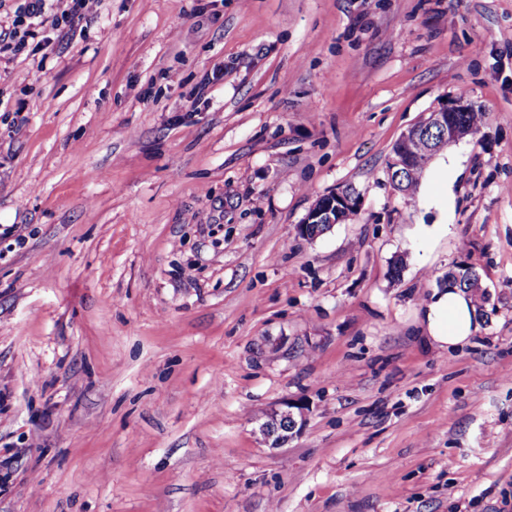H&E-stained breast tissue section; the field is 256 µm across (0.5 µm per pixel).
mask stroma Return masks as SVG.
Here are the masks:
<instances>
[{
  "mask_svg": "<svg viewBox=\"0 0 512 512\" xmlns=\"http://www.w3.org/2000/svg\"><path fill=\"white\" fill-rule=\"evenodd\" d=\"M33 31L0 57V512H512V0ZM460 96L479 133L394 190V142ZM462 265L485 316L448 351L425 303ZM320 204H314L308 211L302 224H298L299 235L305 234L308 224H329L331 228L334 224H341L344 215H350L354 212L359 205V197L357 195H345L342 193V188L322 195ZM334 209L338 219L331 216V211ZM342 212L345 214L343 215ZM329 217L328 222H324ZM330 228L326 225H315L311 238H317L327 232ZM293 408L299 410V415L302 418L304 408L287 405L286 410L278 411L272 421L262 426L264 435L268 438H274L273 441L275 445H280L288 441V434L293 433L298 425L295 414L291 410ZM281 423L285 428L281 427Z\"/></svg>",
  "mask_w": 512,
  "mask_h": 512,
  "instance_id": "obj_1",
  "label": "stroma"
}]
</instances>
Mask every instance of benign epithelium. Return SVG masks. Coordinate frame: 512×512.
Returning <instances> with one entry per match:
<instances>
[{"mask_svg": "<svg viewBox=\"0 0 512 512\" xmlns=\"http://www.w3.org/2000/svg\"><path fill=\"white\" fill-rule=\"evenodd\" d=\"M473 109V104L464 98H457L452 103L446 104L441 108L428 113V116L419 124L414 125L403 132L392 146L389 156V172L412 173V158L415 155L423 154L427 158H433L436 153L452 144H455L472 134L470 130H464L459 125L456 114L459 112H469ZM437 128L444 133L443 143L433 146L432 142L427 140L423 134L426 129ZM359 205V197L356 195H345L342 190L337 189L321 196V202L313 205L308 211L302 224L298 225V233H305L309 224L329 225L340 223L343 215L351 214ZM298 425L292 406L277 412L273 420L262 426L264 435L274 439L277 445L288 441V434L294 432Z\"/></svg>", "mask_w": 512, "mask_h": 512, "instance_id": "benign-epithelium-1", "label": "benign epithelium"}]
</instances>
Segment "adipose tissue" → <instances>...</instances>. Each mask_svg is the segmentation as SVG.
Masks as SVG:
<instances>
[{
  "label": "adipose tissue",
  "instance_id": "obj_1",
  "mask_svg": "<svg viewBox=\"0 0 512 512\" xmlns=\"http://www.w3.org/2000/svg\"><path fill=\"white\" fill-rule=\"evenodd\" d=\"M476 312L466 294L456 288L435 292L425 305V325L429 338L440 347H456L468 342Z\"/></svg>",
  "mask_w": 512,
  "mask_h": 512
}]
</instances>
